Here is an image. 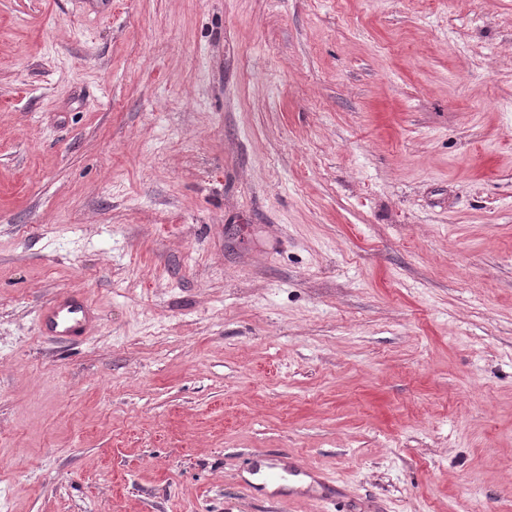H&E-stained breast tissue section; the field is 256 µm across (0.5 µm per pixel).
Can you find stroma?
Returning <instances> with one entry per match:
<instances>
[{
    "mask_svg": "<svg viewBox=\"0 0 512 512\" xmlns=\"http://www.w3.org/2000/svg\"><path fill=\"white\" fill-rule=\"evenodd\" d=\"M0 512H512V0H0ZM95 321L94 310L87 299L60 294L42 309L39 326L47 336L71 340L85 336Z\"/></svg>",
    "mask_w": 512,
    "mask_h": 512,
    "instance_id": "1",
    "label": "stroma"
}]
</instances>
